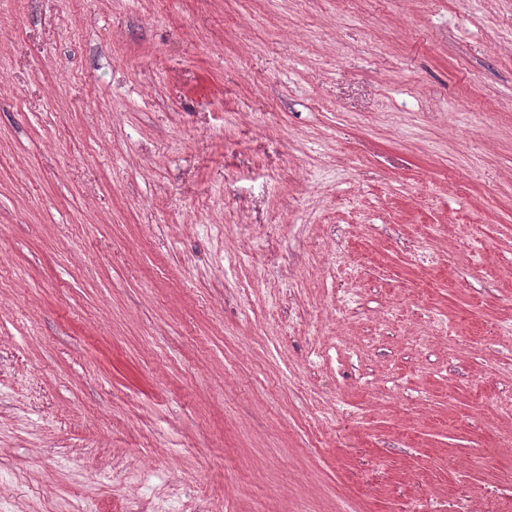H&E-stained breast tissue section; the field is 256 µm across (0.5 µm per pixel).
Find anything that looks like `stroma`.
Wrapping results in <instances>:
<instances>
[{
	"instance_id": "stroma-1",
	"label": "stroma",
	"mask_w": 512,
	"mask_h": 512,
	"mask_svg": "<svg viewBox=\"0 0 512 512\" xmlns=\"http://www.w3.org/2000/svg\"><path fill=\"white\" fill-rule=\"evenodd\" d=\"M512 512V0H0V512Z\"/></svg>"
}]
</instances>
